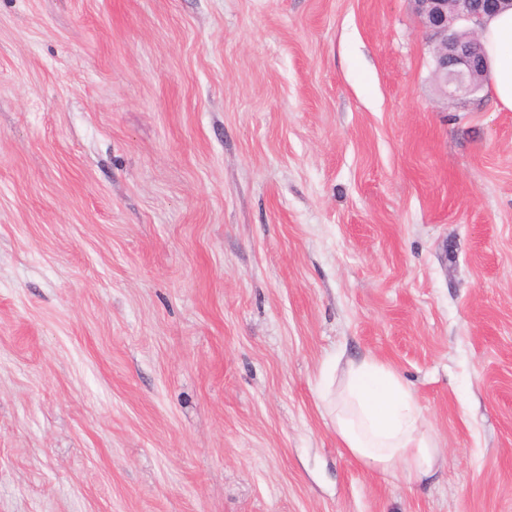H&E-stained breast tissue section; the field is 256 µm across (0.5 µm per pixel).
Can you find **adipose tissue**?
Here are the masks:
<instances>
[{"label": "adipose tissue", "mask_w": 512, "mask_h": 512, "mask_svg": "<svg viewBox=\"0 0 512 512\" xmlns=\"http://www.w3.org/2000/svg\"><path fill=\"white\" fill-rule=\"evenodd\" d=\"M480 38L492 96L512 111V10L486 21ZM319 398L344 448L365 465L382 472L403 468L415 482L432 475L437 443L421 425L411 390L388 364L374 357L351 360L341 375L323 366Z\"/></svg>", "instance_id": "1"}]
</instances>
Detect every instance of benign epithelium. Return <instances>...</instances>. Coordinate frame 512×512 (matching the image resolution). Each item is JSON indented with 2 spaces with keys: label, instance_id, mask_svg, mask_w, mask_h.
Here are the masks:
<instances>
[{
  "label": "benign epithelium",
  "instance_id": "benign-epithelium-1",
  "mask_svg": "<svg viewBox=\"0 0 512 512\" xmlns=\"http://www.w3.org/2000/svg\"><path fill=\"white\" fill-rule=\"evenodd\" d=\"M421 30L434 43V78L444 96L473 95L485 82L488 65L477 51V27L488 12L512 9V0H410ZM468 24L466 34L456 29Z\"/></svg>",
  "mask_w": 512,
  "mask_h": 512
}]
</instances>
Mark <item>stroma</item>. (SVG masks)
<instances>
[{
    "mask_svg": "<svg viewBox=\"0 0 512 512\" xmlns=\"http://www.w3.org/2000/svg\"><path fill=\"white\" fill-rule=\"evenodd\" d=\"M433 69L410 0H0V512H512V111ZM336 364L320 373L319 398L344 448L381 472L401 466L410 481L433 474L438 447L421 425L411 390L374 357L349 360L336 384Z\"/></svg>",
    "mask_w": 512,
    "mask_h": 512,
    "instance_id": "obj_1",
    "label": "stroma"
}]
</instances>
